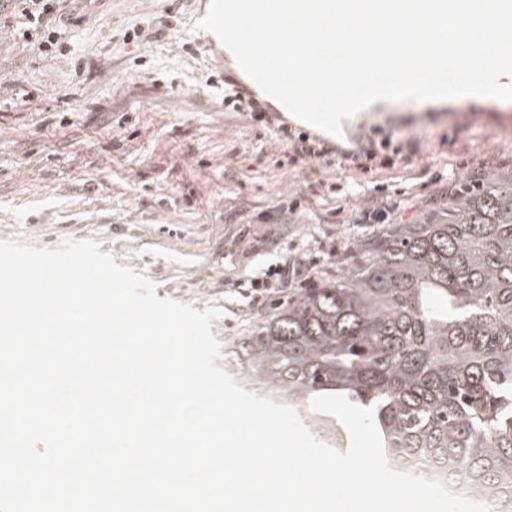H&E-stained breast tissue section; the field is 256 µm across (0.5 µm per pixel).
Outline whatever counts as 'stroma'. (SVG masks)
Segmentation results:
<instances>
[{
	"label": "stroma",
	"instance_id": "1",
	"mask_svg": "<svg viewBox=\"0 0 512 512\" xmlns=\"http://www.w3.org/2000/svg\"><path fill=\"white\" fill-rule=\"evenodd\" d=\"M208 0H62L59 51L39 52L0 0V240L56 247L88 239L144 274L161 296L222 308L212 332L249 335L238 283L285 249L335 243L316 283L347 273L356 248L386 232L359 223L382 202L391 223H414L458 184L512 170V111L403 101L362 113L339 165L331 139L280 112L265 120L228 99L243 81L193 31ZM287 125L325 155L292 160ZM334 186L321 205L311 189Z\"/></svg>",
	"mask_w": 512,
	"mask_h": 512
}]
</instances>
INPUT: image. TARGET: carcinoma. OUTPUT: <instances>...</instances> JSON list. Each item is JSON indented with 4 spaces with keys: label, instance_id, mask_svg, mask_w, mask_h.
<instances>
[{
    "label": "carcinoma",
    "instance_id": "cac0c4a2",
    "mask_svg": "<svg viewBox=\"0 0 512 512\" xmlns=\"http://www.w3.org/2000/svg\"><path fill=\"white\" fill-rule=\"evenodd\" d=\"M358 254L225 348L224 369L340 451L343 427L309 403L344 394L374 409L387 458L436 464L512 512V173Z\"/></svg>",
    "mask_w": 512,
    "mask_h": 512
}]
</instances>
